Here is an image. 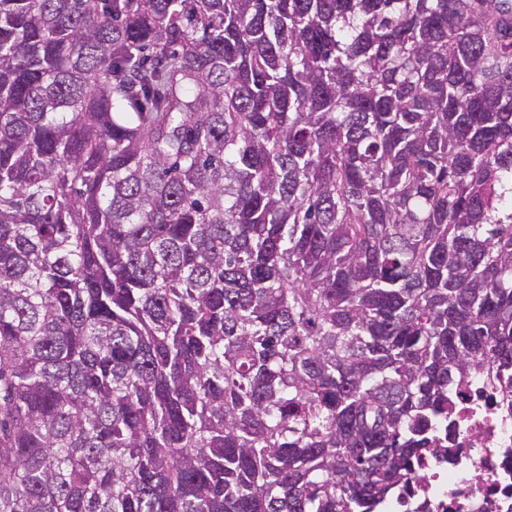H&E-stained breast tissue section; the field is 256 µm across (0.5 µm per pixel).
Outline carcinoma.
I'll use <instances>...</instances> for the list:
<instances>
[{"mask_svg": "<svg viewBox=\"0 0 512 512\" xmlns=\"http://www.w3.org/2000/svg\"><path fill=\"white\" fill-rule=\"evenodd\" d=\"M512 379V0H0V512H387Z\"/></svg>", "mask_w": 512, "mask_h": 512, "instance_id": "carcinoma-1", "label": "carcinoma"}]
</instances>
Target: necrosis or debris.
<instances>
[{"label":"necrosis or debris","mask_w":512,"mask_h":512,"mask_svg":"<svg viewBox=\"0 0 512 512\" xmlns=\"http://www.w3.org/2000/svg\"><path fill=\"white\" fill-rule=\"evenodd\" d=\"M451 458L426 461L414 494L393 512H512V399L479 377L456 396Z\"/></svg>","instance_id":"obj_1"}]
</instances>
